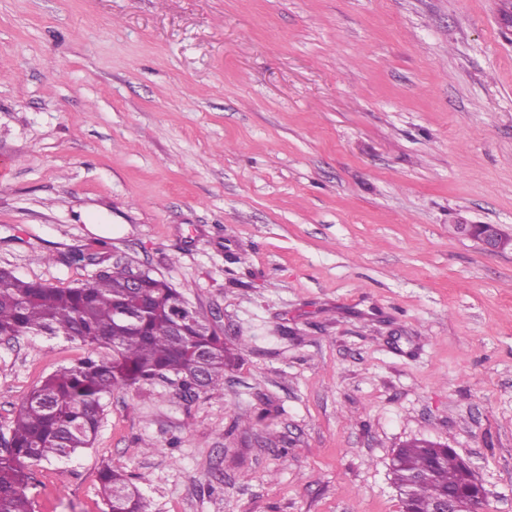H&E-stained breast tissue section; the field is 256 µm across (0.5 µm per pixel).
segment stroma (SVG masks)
<instances>
[{
    "mask_svg": "<svg viewBox=\"0 0 512 512\" xmlns=\"http://www.w3.org/2000/svg\"><path fill=\"white\" fill-rule=\"evenodd\" d=\"M502 0H0V267L121 254L235 349L212 389L114 390L32 512H402L448 443L512 512V23ZM108 224V236L93 232ZM93 254L75 264L73 252ZM64 337L0 339V444ZM478 240L484 250L490 252L504 251L508 246L512 247V237L505 235L496 224H481L479 226ZM425 442L443 444L431 440H415L407 447H400L398 461L393 469V483L399 489L398 483L405 481L407 473L413 470H423L428 465L429 448H424ZM415 447V448H413ZM98 478L111 512H143L140 489L124 471L105 466L99 471Z\"/></svg>",
    "mask_w": 512,
    "mask_h": 512,
    "instance_id": "35a3bbf8",
    "label": "stroma"
}]
</instances>
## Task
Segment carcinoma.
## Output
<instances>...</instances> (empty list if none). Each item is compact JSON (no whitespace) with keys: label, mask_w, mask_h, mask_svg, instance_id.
Returning <instances> with one entry per match:
<instances>
[{"label":"carcinoma","mask_w":512,"mask_h":512,"mask_svg":"<svg viewBox=\"0 0 512 512\" xmlns=\"http://www.w3.org/2000/svg\"><path fill=\"white\" fill-rule=\"evenodd\" d=\"M182 294L154 274L133 294L125 288V269L61 288L0 275V339L64 336L90 347L88 356L35 386L19 406L7 447L0 449V512H32L31 470L68 459L92 447L106 400L117 388L142 386L168 374L194 390L199 379L214 388L234 365L236 354L200 312L173 329ZM109 349V359L97 350ZM425 441L399 448L393 483L428 465ZM110 512H143L140 489L122 470L103 467L98 475ZM465 476L454 453L416 485L411 505L427 512L430 503L459 486Z\"/></svg>","instance_id":"cac0c4a2"}]
</instances>
